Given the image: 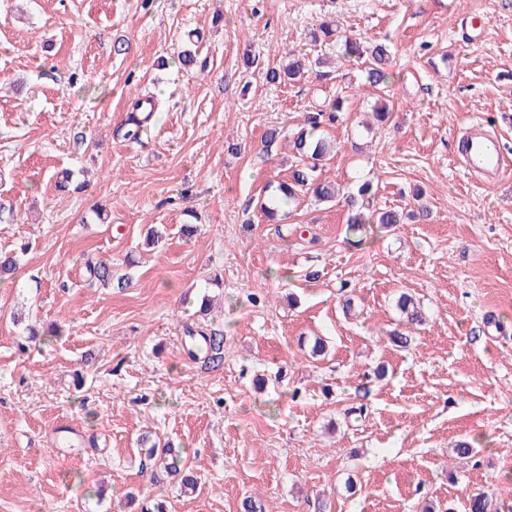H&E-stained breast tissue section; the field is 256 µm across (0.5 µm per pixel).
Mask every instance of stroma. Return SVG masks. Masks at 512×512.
<instances>
[{
    "instance_id": "stroma-1",
    "label": "stroma",
    "mask_w": 512,
    "mask_h": 512,
    "mask_svg": "<svg viewBox=\"0 0 512 512\" xmlns=\"http://www.w3.org/2000/svg\"><path fill=\"white\" fill-rule=\"evenodd\" d=\"M324 20L388 45L389 81L313 42ZM291 50L330 75L267 82ZM144 89L164 108L133 142ZM339 96L322 179L407 215L359 245L343 198L256 206L288 175L266 131ZM505 113L512 0H0V512H465L478 491L512 512V170L490 186L457 154L482 123L512 158ZM90 259L131 287L90 284ZM192 330L223 334L221 363L188 356ZM145 435L184 448L196 493Z\"/></svg>"
}]
</instances>
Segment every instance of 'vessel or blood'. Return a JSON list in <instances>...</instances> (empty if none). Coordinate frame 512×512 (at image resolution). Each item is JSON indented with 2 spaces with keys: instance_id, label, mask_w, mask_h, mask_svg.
I'll list each match as a JSON object with an SVG mask.
<instances>
[{
  "instance_id": "vessel-or-blood-1",
  "label": "vessel or blood",
  "mask_w": 512,
  "mask_h": 512,
  "mask_svg": "<svg viewBox=\"0 0 512 512\" xmlns=\"http://www.w3.org/2000/svg\"><path fill=\"white\" fill-rule=\"evenodd\" d=\"M462 164L472 177L496 183L512 160L504 153L497 134L477 124L462 138Z\"/></svg>"
}]
</instances>
